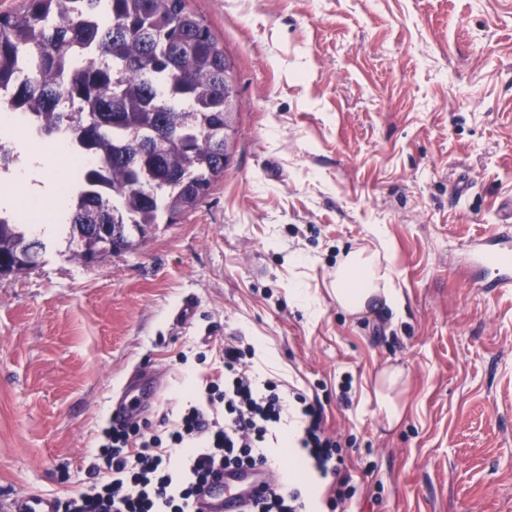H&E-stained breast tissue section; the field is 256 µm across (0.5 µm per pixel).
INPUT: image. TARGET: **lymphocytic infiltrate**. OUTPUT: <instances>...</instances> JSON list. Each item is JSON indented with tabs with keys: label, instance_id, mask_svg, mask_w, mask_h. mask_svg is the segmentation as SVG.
Listing matches in <instances>:
<instances>
[{
	"label": "lymphocytic infiltrate",
	"instance_id": "1",
	"mask_svg": "<svg viewBox=\"0 0 512 512\" xmlns=\"http://www.w3.org/2000/svg\"><path fill=\"white\" fill-rule=\"evenodd\" d=\"M245 351L235 341L224 344V389L217 399L223 420L206 418L190 407L168 437L145 434L125 424L103 429L95 481L86 490L57 501L56 512H198L196 496L210 474L240 466H271L269 447L286 410L275 382L256 381L245 368ZM296 443L320 478L331 480L340 501L351 498L339 439L327 435L321 405L303 403ZM245 512H308L299 482L280 477L253 496Z\"/></svg>",
	"mask_w": 512,
	"mask_h": 512
}]
</instances>
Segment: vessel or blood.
<instances>
[{"mask_svg":"<svg viewBox=\"0 0 512 512\" xmlns=\"http://www.w3.org/2000/svg\"><path fill=\"white\" fill-rule=\"evenodd\" d=\"M471 262L485 274V288L512 290V196L505 202L504 213L496 233L474 244ZM270 470L227 469L211 476L200 496L199 512H244L253 491L272 481ZM8 512H55L53 500L38 495L18 496L8 506Z\"/></svg>","mask_w":512,"mask_h":512,"instance_id":"1","label":"vessel or blood"}]
</instances>
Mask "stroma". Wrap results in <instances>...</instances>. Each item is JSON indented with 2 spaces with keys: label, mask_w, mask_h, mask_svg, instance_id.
<instances>
[{
  "label": "stroma",
  "mask_w": 512,
  "mask_h": 512,
  "mask_svg": "<svg viewBox=\"0 0 512 512\" xmlns=\"http://www.w3.org/2000/svg\"><path fill=\"white\" fill-rule=\"evenodd\" d=\"M188 3L236 67L232 163L135 250L86 264L61 226L0 278V499L85 489L130 375L161 384L136 422L177 419L238 336L259 379L323 405L354 488L336 512H512V290L488 295L467 258L512 192V0ZM374 224L406 306L358 318L332 282ZM387 366L393 426L372 399Z\"/></svg>",
  "instance_id": "1"
}]
</instances>
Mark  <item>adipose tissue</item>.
Returning <instances> with one entry per match:
<instances>
[{
    "label": "adipose tissue",
    "mask_w": 512,
    "mask_h": 512,
    "mask_svg": "<svg viewBox=\"0 0 512 512\" xmlns=\"http://www.w3.org/2000/svg\"><path fill=\"white\" fill-rule=\"evenodd\" d=\"M332 295L338 307L352 315L368 314L385 305L402 313L406 299L396 284L393 248L381 229L370 243L344 252L336 263Z\"/></svg>",
    "instance_id": "obj_1"
}]
</instances>
